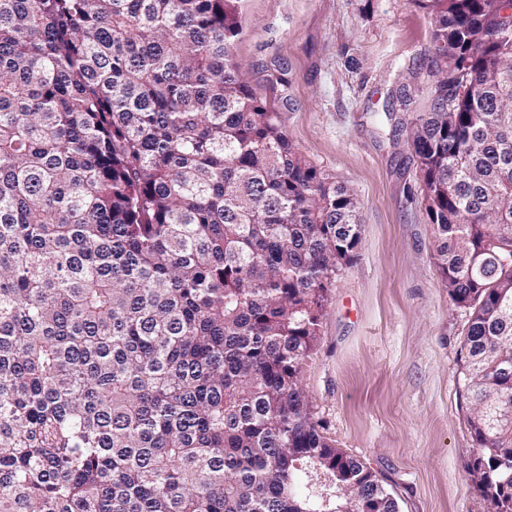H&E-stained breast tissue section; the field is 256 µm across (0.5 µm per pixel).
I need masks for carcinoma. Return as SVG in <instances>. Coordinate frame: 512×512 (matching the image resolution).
Instances as JSON below:
<instances>
[{"instance_id":"cac0c4a2","label":"carcinoma","mask_w":512,"mask_h":512,"mask_svg":"<svg viewBox=\"0 0 512 512\" xmlns=\"http://www.w3.org/2000/svg\"><path fill=\"white\" fill-rule=\"evenodd\" d=\"M418 2L467 471L512 512V0ZM242 8L0 0V512H400L300 386L362 225L241 75Z\"/></svg>"}]
</instances>
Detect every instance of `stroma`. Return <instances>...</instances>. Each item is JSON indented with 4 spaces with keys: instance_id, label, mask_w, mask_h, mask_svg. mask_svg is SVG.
<instances>
[{
    "instance_id": "35a3bbf8",
    "label": "stroma",
    "mask_w": 512,
    "mask_h": 512,
    "mask_svg": "<svg viewBox=\"0 0 512 512\" xmlns=\"http://www.w3.org/2000/svg\"><path fill=\"white\" fill-rule=\"evenodd\" d=\"M234 56L298 151L348 186L362 243L328 290L301 385L319 432L400 512H487L457 382L469 320L434 258L412 146L433 94L417 0H244Z\"/></svg>"
}]
</instances>
